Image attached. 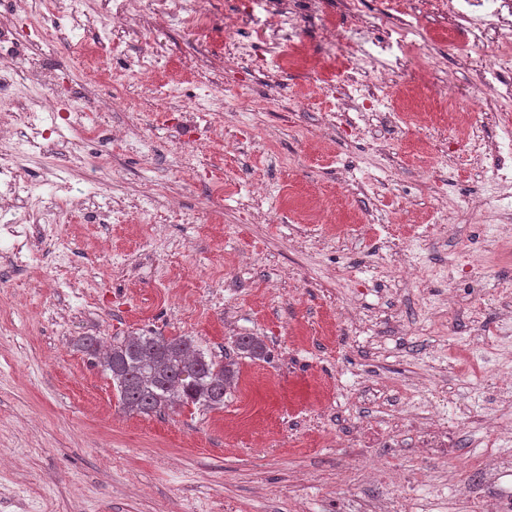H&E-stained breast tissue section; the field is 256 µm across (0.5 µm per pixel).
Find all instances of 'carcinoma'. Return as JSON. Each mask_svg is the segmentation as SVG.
<instances>
[{"label":"carcinoma","instance_id":"cac0c4a2","mask_svg":"<svg viewBox=\"0 0 512 512\" xmlns=\"http://www.w3.org/2000/svg\"><path fill=\"white\" fill-rule=\"evenodd\" d=\"M234 347L244 358H267V348L257 336H239ZM81 348L99 360L123 408L136 414L150 415L173 405L221 408L237 379L234 363L212 356L187 336L140 333L105 350L96 338L86 337Z\"/></svg>","mask_w":512,"mask_h":512}]
</instances>
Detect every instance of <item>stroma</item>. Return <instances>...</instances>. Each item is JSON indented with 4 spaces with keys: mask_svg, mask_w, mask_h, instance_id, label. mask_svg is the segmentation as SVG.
I'll return each mask as SVG.
<instances>
[{
    "mask_svg": "<svg viewBox=\"0 0 512 512\" xmlns=\"http://www.w3.org/2000/svg\"><path fill=\"white\" fill-rule=\"evenodd\" d=\"M421 9L420 46L445 70L384 71L392 108L375 117L344 102L339 76L383 30L339 0L266 42L245 25L227 40L237 0H203L189 21L0 0L102 130L48 119L52 147L12 155L59 221L19 227L41 268L0 263V512H336L338 494L372 498L403 472L452 474L453 494L485 419L512 449V386L493 373L512 366V240H494L512 184L485 154L493 118L468 135L465 103L444 101L446 83L473 80L456 48L474 63L486 51L462 29L439 39L442 14ZM286 49L303 63L279 69ZM62 181L76 194L55 192ZM473 204L483 220H467ZM142 331L219 355L256 336L269 357L240 359L223 408L133 414L79 341ZM479 332L490 355L474 362ZM433 406L444 458L420 454ZM375 456L398 468L364 482Z\"/></svg>",
    "mask_w": 512,
    "mask_h": 512,
    "instance_id": "stroma-1",
    "label": "stroma"
}]
</instances>
